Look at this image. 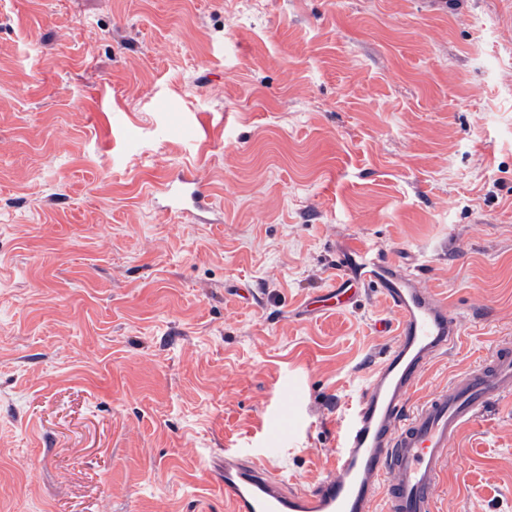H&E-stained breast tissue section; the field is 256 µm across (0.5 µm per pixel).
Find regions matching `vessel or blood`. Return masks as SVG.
I'll return each instance as SVG.
<instances>
[{
  "mask_svg": "<svg viewBox=\"0 0 512 512\" xmlns=\"http://www.w3.org/2000/svg\"><path fill=\"white\" fill-rule=\"evenodd\" d=\"M159 193L167 212L186 216L211 205L191 172L165 175ZM336 269L381 294L391 319L376 329L393 338L361 390L356 406L336 422V451L312 487L285 478L276 464L283 441L299 432L303 390L293 380L277 388L262 453L224 452V512H438L448 452L461 430L512 397V339L498 340L473 368L421 398L413 393L430 361L460 336V317L422 288L401 256L360 239L336 253Z\"/></svg>",
  "mask_w": 512,
  "mask_h": 512,
  "instance_id": "1",
  "label": "vessel or blood"
}]
</instances>
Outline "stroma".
<instances>
[{"label": "stroma", "mask_w": 512, "mask_h": 512, "mask_svg": "<svg viewBox=\"0 0 512 512\" xmlns=\"http://www.w3.org/2000/svg\"><path fill=\"white\" fill-rule=\"evenodd\" d=\"M186 165L208 223L152 201ZM353 237L462 313L419 393L512 337V0H0V512H224L288 378L315 484L387 343L304 307ZM439 512H512L511 399Z\"/></svg>", "instance_id": "35a3bbf8"}]
</instances>
